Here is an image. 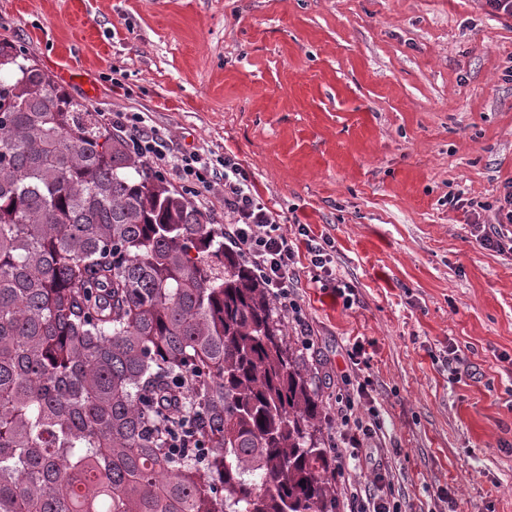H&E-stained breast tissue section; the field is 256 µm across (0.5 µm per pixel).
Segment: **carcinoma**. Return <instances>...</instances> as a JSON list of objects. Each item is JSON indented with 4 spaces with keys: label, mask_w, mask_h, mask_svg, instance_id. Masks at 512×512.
Masks as SVG:
<instances>
[{
    "label": "carcinoma",
    "mask_w": 512,
    "mask_h": 512,
    "mask_svg": "<svg viewBox=\"0 0 512 512\" xmlns=\"http://www.w3.org/2000/svg\"><path fill=\"white\" fill-rule=\"evenodd\" d=\"M0 512H335L265 284L0 41Z\"/></svg>",
    "instance_id": "obj_1"
}]
</instances>
